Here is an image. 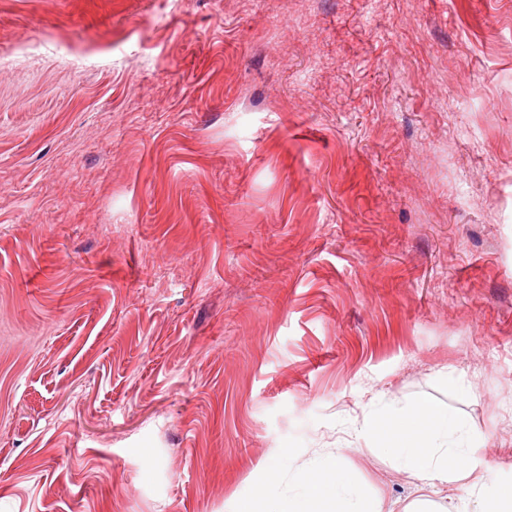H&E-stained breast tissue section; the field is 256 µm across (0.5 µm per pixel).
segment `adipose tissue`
<instances>
[{"mask_svg": "<svg viewBox=\"0 0 512 512\" xmlns=\"http://www.w3.org/2000/svg\"><path fill=\"white\" fill-rule=\"evenodd\" d=\"M457 431L448 411L424 397L405 412L364 422L362 432L373 449L422 484V494L402 512H448L432 494L438 486L460 481L471 512H512V487L500 485L471 449L449 444ZM343 455V449L335 448L313 465L286 453L270 458L256 490L236 512H382L381 502L342 467ZM283 473L288 476L284 494L274 489Z\"/></svg>", "mask_w": 512, "mask_h": 512, "instance_id": "1", "label": "adipose tissue"}]
</instances>
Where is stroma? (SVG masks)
I'll return each instance as SVG.
<instances>
[{
    "label": "stroma",
    "mask_w": 512,
    "mask_h": 512,
    "mask_svg": "<svg viewBox=\"0 0 512 512\" xmlns=\"http://www.w3.org/2000/svg\"><path fill=\"white\" fill-rule=\"evenodd\" d=\"M418 397L512 483V0H0V512H393ZM344 452L332 448L312 466L288 453L270 458L256 490L236 512H383L381 502L341 466ZM287 469L288 496L273 489Z\"/></svg>",
    "instance_id": "35a3bbf8"
}]
</instances>
